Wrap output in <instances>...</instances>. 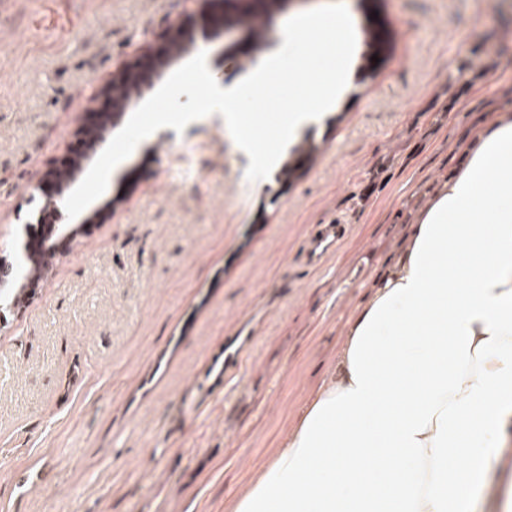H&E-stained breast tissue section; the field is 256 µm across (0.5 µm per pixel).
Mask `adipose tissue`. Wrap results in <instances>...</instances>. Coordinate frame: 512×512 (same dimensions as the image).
I'll list each match as a JSON object with an SVG mask.
<instances>
[{
	"label": "adipose tissue",
	"mask_w": 512,
	"mask_h": 512,
	"mask_svg": "<svg viewBox=\"0 0 512 512\" xmlns=\"http://www.w3.org/2000/svg\"><path fill=\"white\" fill-rule=\"evenodd\" d=\"M512 427V114L412 225L229 512H485Z\"/></svg>",
	"instance_id": "1"
}]
</instances>
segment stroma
Listing matches in <instances>:
<instances>
[{
    "label": "stroma",
    "mask_w": 512,
    "mask_h": 512,
    "mask_svg": "<svg viewBox=\"0 0 512 512\" xmlns=\"http://www.w3.org/2000/svg\"><path fill=\"white\" fill-rule=\"evenodd\" d=\"M357 51L335 104L249 181L220 114L163 128L112 172L27 308L0 323V512H225L336 367L348 322L440 185L512 113V0H378L389 47L342 0ZM281 0L243 49L217 0H15L0 16V245L35 224L40 185L121 70L143 103L205 52L220 86L283 44ZM496 60L472 85L473 47ZM351 233L300 268L314 225ZM250 337L224 378V344Z\"/></svg>",
    "instance_id": "1"
}]
</instances>
